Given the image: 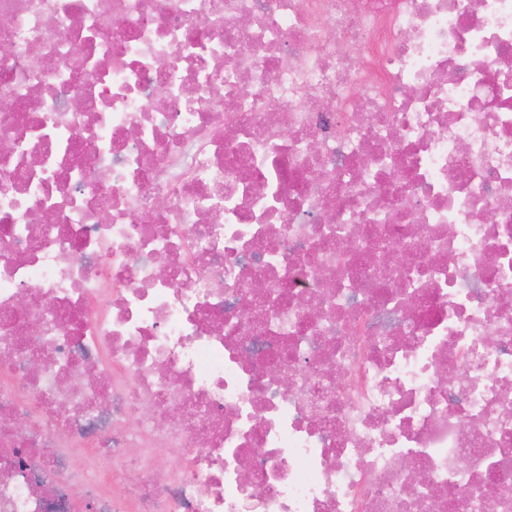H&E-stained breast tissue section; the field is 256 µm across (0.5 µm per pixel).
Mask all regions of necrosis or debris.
<instances>
[{"label": "necrosis or debris", "instance_id": "4bbe7bcc", "mask_svg": "<svg viewBox=\"0 0 512 512\" xmlns=\"http://www.w3.org/2000/svg\"><path fill=\"white\" fill-rule=\"evenodd\" d=\"M0 512H512V0H0Z\"/></svg>", "mask_w": 512, "mask_h": 512}]
</instances>
